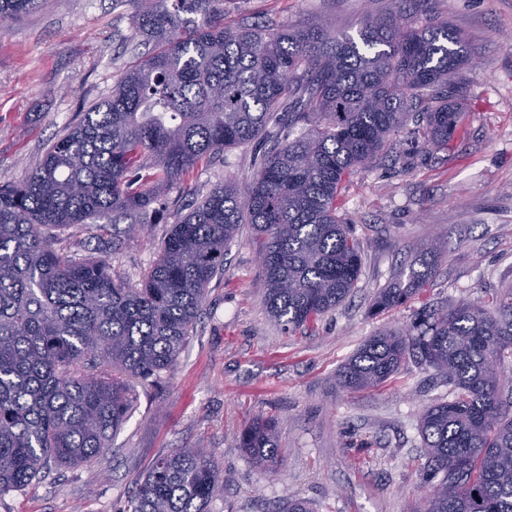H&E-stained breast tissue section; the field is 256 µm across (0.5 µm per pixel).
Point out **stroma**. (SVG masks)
Instances as JSON below:
<instances>
[{"instance_id":"stroma-1","label":"stroma","mask_w":512,"mask_h":512,"mask_svg":"<svg viewBox=\"0 0 512 512\" xmlns=\"http://www.w3.org/2000/svg\"><path fill=\"white\" fill-rule=\"evenodd\" d=\"M423 8L461 32L470 89L461 136L444 150L418 149L406 131L387 155L358 169L341 190L339 216L363 257L352 293L315 329L270 320L258 287L251 225L226 249L224 275L176 365L135 387L129 417L112 445L90 462L52 469L0 497V512H121L157 456L208 449L221 472L211 512H270L284 498L313 512H420L427 486L418 425L448 388L414 361L376 388L351 391L338 373L370 336L410 325L420 300L379 310L374 300L419 248L442 251L427 297L474 300L512 286V0H425ZM415 14L412 0H226L224 22L282 26L328 23L356 34L370 17ZM128 0H47L0 23V186L16 184L81 112L112 92L140 52L130 43ZM262 155L239 147L174 186L160 223L120 249L111 230H65L55 250L112 259V273L138 282L161 239L227 181L246 182ZM273 420L281 462L265 475L240 446L253 421Z\"/></svg>"}]
</instances>
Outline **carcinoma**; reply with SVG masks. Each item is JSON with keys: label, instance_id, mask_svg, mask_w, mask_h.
<instances>
[{"label": "carcinoma", "instance_id": "cac0c4a2", "mask_svg": "<svg viewBox=\"0 0 512 512\" xmlns=\"http://www.w3.org/2000/svg\"><path fill=\"white\" fill-rule=\"evenodd\" d=\"M45 0H0V21ZM131 40L148 48L112 95L81 113L15 185L0 186V497L51 466L110 447L134 403L131 381L174 365L192 335L239 226L259 241L268 316L309 328L342 303L361 252L337 215L344 180L383 154L423 107L416 147L446 149L463 124L464 36L402 13L357 36L327 25H224V0H131ZM273 143L244 187L233 182L172 225L135 286L104 258L58 254L54 231L100 219L131 235L154 221L169 185L224 151ZM438 247L421 248L379 309L420 294ZM433 369L449 399L419 433L431 486L423 512H512V287L488 302L423 305L412 329L367 339L339 373L348 389L385 382L407 359ZM266 472L281 462L274 422L241 435ZM220 481L212 456L176 448L156 458L122 512H209ZM272 512H310L286 498Z\"/></svg>", "mask_w": 512, "mask_h": 512}]
</instances>
